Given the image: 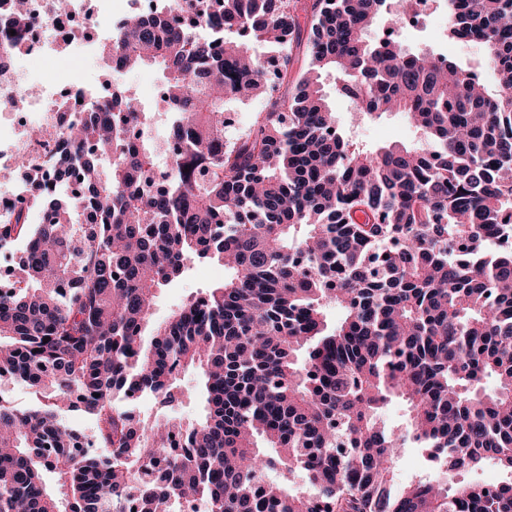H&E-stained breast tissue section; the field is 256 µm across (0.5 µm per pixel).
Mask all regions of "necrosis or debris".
<instances>
[{"instance_id": "4bbe7bcc", "label": "necrosis or debris", "mask_w": 512, "mask_h": 512, "mask_svg": "<svg viewBox=\"0 0 512 512\" xmlns=\"http://www.w3.org/2000/svg\"><path fill=\"white\" fill-rule=\"evenodd\" d=\"M176 9L187 11L186 0L175 7L168 0H126L119 7L112 0H70L64 14L52 8L51 0H28L29 25L20 32L19 50L0 49V223L13 222L24 206L29 207L33 223H46V211L29 206L31 184L18 172L17 162L26 159L34 171L44 175L54 171L60 146L58 104L67 103L71 116L81 118L96 100L76 76L60 72L45 77L32 68V61L59 52L96 55V46L77 27L91 12L100 13L102 39L108 42L115 23L128 12L169 15Z\"/></svg>"}]
</instances>
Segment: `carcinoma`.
Segmentation results:
<instances>
[{"label": "carcinoma", "instance_id": "cac0c4a2", "mask_svg": "<svg viewBox=\"0 0 512 512\" xmlns=\"http://www.w3.org/2000/svg\"><path fill=\"white\" fill-rule=\"evenodd\" d=\"M406 2L195 0L185 22L130 13L100 46L108 68L159 67L177 151L160 163L140 136L153 116L116 91L60 127L58 174L78 170L80 193L34 172L50 220L0 223L25 246L22 282L0 291V379L39 393L25 410L0 396V512H512V479L455 481L489 463L512 474V246L489 248L512 239V0H448L449 36L483 45L493 87L431 48L369 38ZM7 11L5 48L27 0ZM329 74L358 97L352 120L402 112L419 145L353 149ZM254 100L224 138V104ZM213 259L233 276L144 342L156 290ZM187 370L196 420L175 413ZM127 390L159 415L116 407ZM395 398L403 431L383 419ZM75 408L110 458L72 451ZM408 439L436 474L392 500Z\"/></svg>", "mask_w": 512, "mask_h": 512}]
</instances>
